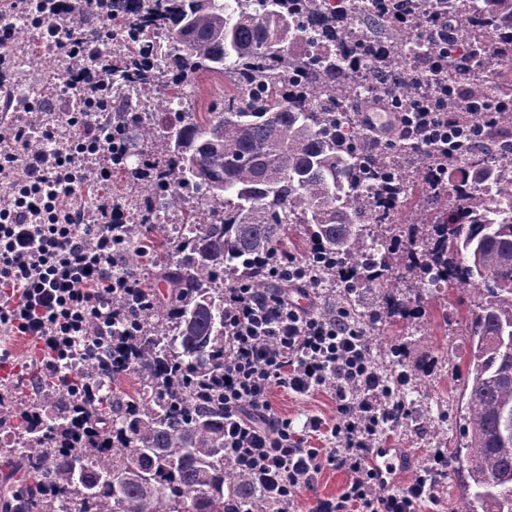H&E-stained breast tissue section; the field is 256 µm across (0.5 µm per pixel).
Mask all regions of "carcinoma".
Listing matches in <instances>:
<instances>
[{
	"label": "carcinoma",
	"mask_w": 512,
	"mask_h": 512,
	"mask_svg": "<svg viewBox=\"0 0 512 512\" xmlns=\"http://www.w3.org/2000/svg\"><path fill=\"white\" fill-rule=\"evenodd\" d=\"M371 0L361 16L334 17L321 0H109L112 24L129 33L114 59V79L148 98L157 83L150 58L164 56L170 93L203 75L231 77L233 92L205 112H177L162 123L133 107L114 113L112 135L163 147L150 194L183 190L198 195L182 211L183 234L161 244L153 259L169 288L163 301L144 291L139 316L124 325L139 341L137 358L112 370L130 371L140 388L77 391L91 372L72 375L71 387L43 388L36 410L15 415V396L0 392V426L18 432L28 457L0 450L20 463L27 481L22 512H225L249 494L243 474L224 458V281L258 292L287 283L273 276L287 242L302 228L310 241L306 264L336 276L351 273L339 304L350 323L362 318L357 289L377 290L374 321L414 324L428 293L425 280L476 298L466 316L469 351L465 440L453 449L463 489L452 512H512V158L495 153L512 137V0ZM391 24L394 37L376 48L362 26ZM167 31L159 45L157 29ZM325 39L334 56H297L288 38ZM488 44L500 47L501 77L488 86L469 79L470 61ZM462 52L448 70V88L415 102L405 94L421 70L445 63L443 47ZM378 59L373 82L404 94L398 112H446L447 140H427L433 165L401 143L389 151L360 150L358 126L344 127L341 104L351 99L357 57ZM494 183L508 196L491 194ZM377 226L384 253L364 246ZM130 283L141 249L126 250ZM404 254L407 293L383 286L394 251ZM389 366L424 382L425 367L407 344L388 352Z\"/></svg>",
	"instance_id": "1"
}]
</instances>
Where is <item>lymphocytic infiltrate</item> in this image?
I'll use <instances>...</instances> for the list:
<instances>
[{
    "instance_id": "1",
    "label": "lymphocytic infiltrate",
    "mask_w": 512,
    "mask_h": 512,
    "mask_svg": "<svg viewBox=\"0 0 512 512\" xmlns=\"http://www.w3.org/2000/svg\"><path fill=\"white\" fill-rule=\"evenodd\" d=\"M22 4L53 18L44 52L67 57L63 88L72 98L60 120H39L38 135L0 123V326L32 338L47 376L64 386L63 362L87 359L92 346L125 359L138 353L128 336L114 331L126 316L115 296L134 293L116 270L115 246L128 218L108 191L124 162L76 93L112 74L111 67L94 71L84 63L79 32L95 0H0V102L16 112L37 110L11 93L14 43L7 21ZM91 186L97 189L94 208L78 206L77 197ZM287 276L284 288L224 291L225 459L260 499L276 503V512H295L298 492L313 487L328 466L344 471L347 482L341 493L315 498L311 512H418L423 478L384 495L371 466L383 424L405 405L392 401L358 328L294 303L291 291L312 285L307 269L295 265ZM277 387L328 389L335 423L313 416L294 428L273 411ZM323 432L331 447H308L309 435Z\"/></svg>"
}]
</instances>
